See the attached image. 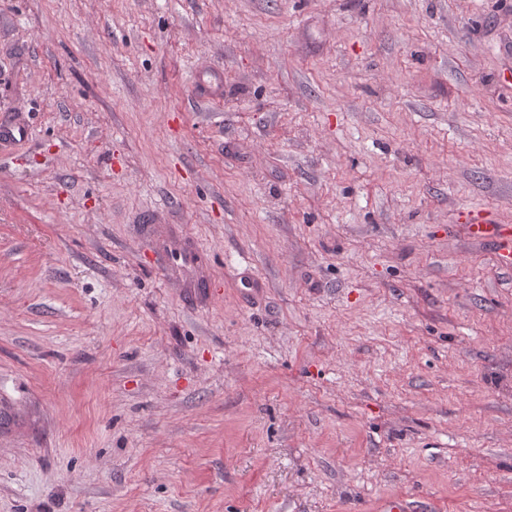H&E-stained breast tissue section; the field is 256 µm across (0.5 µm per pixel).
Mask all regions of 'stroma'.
<instances>
[{
  "label": "stroma",
  "instance_id": "1",
  "mask_svg": "<svg viewBox=\"0 0 512 512\" xmlns=\"http://www.w3.org/2000/svg\"><path fill=\"white\" fill-rule=\"evenodd\" d=\"M17 115L0 512H512V0H0ZM466 224L469 234L474 238L490 239L496 243L499 263L506 268L512 267V226L495 224L483 209L472 210ZM158 248L168 261L159 268L164 277L179 276L185 281H192L200 274V256L197 250L184 246L180 240L163 238Z\"/></svg>",
  "mask_w": 512,
  "mask_h": 512
}]
</instances>
